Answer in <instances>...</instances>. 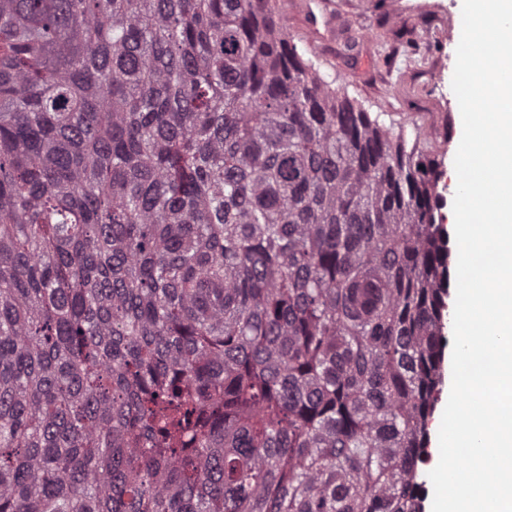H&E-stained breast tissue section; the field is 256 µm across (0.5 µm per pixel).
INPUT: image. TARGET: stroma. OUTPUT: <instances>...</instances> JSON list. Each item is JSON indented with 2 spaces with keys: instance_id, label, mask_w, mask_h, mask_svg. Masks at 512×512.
<instances>
[{
  "instance_id": "obj_1",
  "label": "stroma",
  "mask_w": 512,
  "mask_h": 512,
  "mask_svg": "<svg viewBox=\"0 0 512 512\" xmlns=\"http://www.w3.org/2000/svg\"><path fill=\"white\" fill-rule=\"evenodd\" d=\"M288 36L332 87L385 126L439 138L436 159L447 190L441 214L454 227L459 105L448 74L461 32L453 0H279Z\"/></svg>"
}]
</instances>
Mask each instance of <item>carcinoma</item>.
<instances>
[{
    "mask_svg": "<svg viewBox=\"0 0 512 512\" xmlns=\"http://www.w3.org/2000/svg\"><path fill=\"white\" fill-rule=\"evenodd\" d=\"M277 0H0V512H423L449 237Z\"/></svg>",
    "mask_w": 512,
    "mask_h": 512,
    "instance_id": "1",
    "label": "carcinoma"
}]
</instances>
